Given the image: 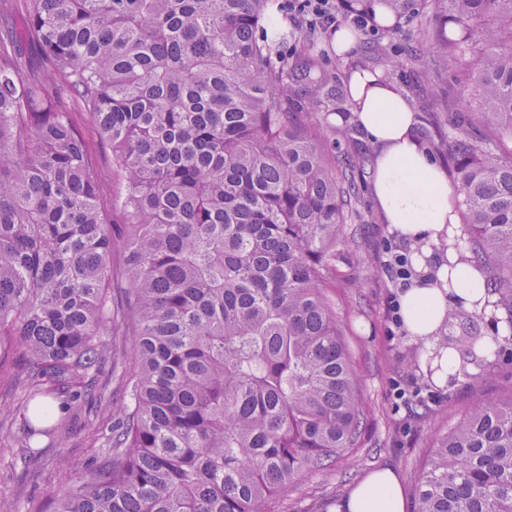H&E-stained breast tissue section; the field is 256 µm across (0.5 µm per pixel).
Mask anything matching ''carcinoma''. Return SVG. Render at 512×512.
Listing matches in <instances>:
<instances>
[{
	"instance_id": "cac0c4a2",
	"label": "carcinoma",
	"mask_w": 512,
	"mask_h": 512,
	"mask_svg": "<svg viewBox=\"0 0 512 512\" xmlns=\"http://www.w3.org/2000/svg\"><path fill=\"white\" fill-rule=\"evenodd\" d=\"M380 2L396 20L420 0ZM432 2L450 29L412 55L462 64L472 111L436 149L463 196L455 249L492 307L449 311L434 357L453 349L482 379L508 351L499 316L512 324V0ZM2 19L0 378L47 433L49 399L80 409L109 346L134 337L108 452L28 512H261L363 420L324 293L354 161L291 108L306 81L307 111L347 115L338 80L312 76L318 31L273 0H0ZM77 112L112 148L117 220ZM114 281L129 287L111 297ZM415 483V512H512V396L448 429Z\"/></svg>"
}]
</instances>
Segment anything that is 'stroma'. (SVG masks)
Here are the masks:
<instances>
[{
	"mask_svg": "<svg viewBox=\"0 0 512 512\" xmlns=\"http://www.w3.org/2000/svg\"><path fill=\"white\" fill-rule=\"evenodd\" d=\"M397 39L361 33L355 56L371 53L378 70L398 61L392 79L420 118L419 135L431 144L447 134L448 121L462 109L463 96L452 69H424L409 54L422 37L442 27L433 9H423L399 22ZM372 166L356 177L353 208L342 227L343 241L332 263L336 275L325 292L343 326L352 366L361 379L364 419L349 458L322 472L296 477L280 495L267 501L265 512H336V506L370 472L389 466L398 474L408 512L415 508V481L436 440L473 408L512 396V363L497 365L487 380L464 379L453 388H440L419 376L413 363L419 351L387 316L389 293L401 290L382 268L383 249L392 236L382 221L372 194ZM129 363H105L96 373L95 406L91 412L71 413L62 431L27 438L20 409L21 395L9 381L0 382V424L9 437L0 442V512H26L45 498L69 474L90 469L100 458L104 442L99 428L112 422V403L122 395L121 374ZM435 395L422 405L397 400L395 388ZM68 458L71 472L59 470Z\"/></svg>",
	"mask_w": 512,
	"mask_h": 512,
	"instance_id": "obj_1",
	"label": "stroma"
}]
</instances>
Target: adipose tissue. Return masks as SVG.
<instances>
[{"mask_svg":"<svg viewBox=\"0 0 512 512\" xmlns=\"http://www.w3.org/2000/svg\"><path fill=\"white\" fill-rule=\"evenodd\" d=\"M347 79L350 113L332 122L356 126L375 149V204L390 233L407 245L416 271L400 295L402 323L426 351L447 333L449 310L475 311L486 278L473 263L447 264L448 227L459 222V195L422 144L416 112L390 80L358 70L348 72ZM337 512H405L397 473L389 467L372 472Z\"/></svg>","mask_w":512,"mask_h":512,"instance_id":"1","label":"adipose tissue"}]
</instances>
